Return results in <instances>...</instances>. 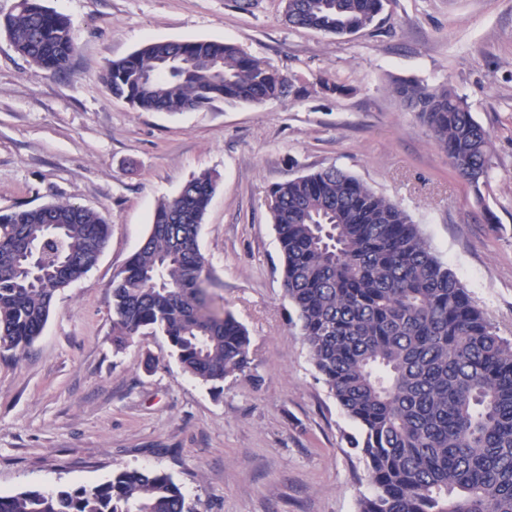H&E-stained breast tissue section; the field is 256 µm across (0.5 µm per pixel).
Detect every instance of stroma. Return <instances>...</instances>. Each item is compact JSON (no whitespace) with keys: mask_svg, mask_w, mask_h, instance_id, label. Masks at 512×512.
<instances>
[{"mask_svg":"<svg viewBox=\"0 0 512 512\" xmlns=\"http://www.w3.org/2000/svg\"><path fill=\"white\" fill-rule=\"evenodd\" d=\"M75 38L68 71L0 34V211L71 202L109 226L97 265L56 296L39 336L0 352V495L171 475L192 512H356L357 426L312 365L284 294L272 188L334 165L398 202L498 334L512 340V0H390L351 38L289 27L282 0H45ZM158 40L238 46L288 97L142 112L100 80ZM450 86L493 138L474 190L394 92ZM218 173L199 246L211 305L251 339L222 389L190 378L162 334L112 345V277L160 200Z\"/></svg>","mask_w":512,"mask_h":512,"instance_id":"1","label":"stroma"}]
</instances>
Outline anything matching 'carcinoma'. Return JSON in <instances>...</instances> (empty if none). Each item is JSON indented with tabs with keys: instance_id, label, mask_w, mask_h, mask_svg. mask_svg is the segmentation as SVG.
I'll return each mask as SVG.
<instances>
[{
	"instance_id": "cac0c4a2",
	"label": "carcinoma",
	"mask_w": 512,
	"mask_h": 512,
	"mask_svg": "<svg viewBox=\"0 0 512 512\" xmlns=\"http://www.w3.org/2000/svg\"><path fill=\"white\" fill-rule=\"evenodd\" d=\"M390 0H286L296 29L347 38ZM0 33L42 70L64 69L75 49L68 19L43 0H18ZM164 56L219 60L214 68L143 76ZM112 95L144 112L215 101L259 105L288 96L287 76L230 43L153 41L113 61ZM475 190L487 183L492 137L447 87L397 85ZM219 175L192 177L161 201L147 239L112 279V345L146 331L166 336L183 371L214 386L251 364L246 327L208 303L201 226ZM271 214L282 282L310 358L358 427L347 443L370 491L357 512H512V341L497 334L448 264L400 205L329 166L276 185ZM109 224L73 203L0 214V350L42 333L57 293L98 262ZM0 512H191L161 470L123 469L92 487L0 495Z\"/></svg>"
}]
</instances>
